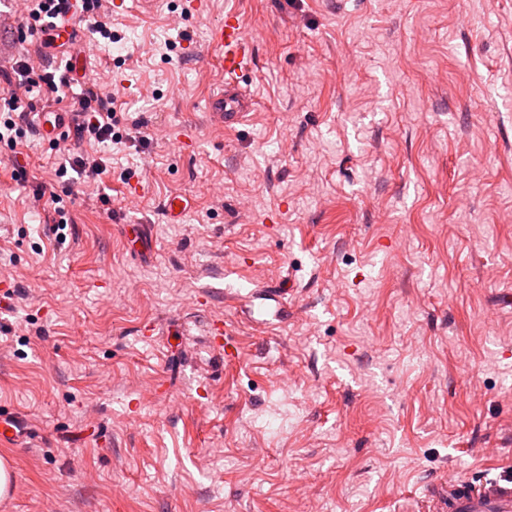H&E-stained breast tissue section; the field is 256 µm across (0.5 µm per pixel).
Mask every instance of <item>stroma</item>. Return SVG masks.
I'll return each instance as SVG.
<instances>
[{"label": "stroma", "mask_w": 512, "mask_h": 512, "mask_svg": "<svg viewBox=\"0 0 512 512\" xmlns=\"http://www.w3.org/2000/svg\"><path fill=\"white\" fill-rule=\"evenodd\" d=\"M228 11L256 56L229 132L205 112ZM112 28L0 31L1 68L76 60L50 107L93 83L147 136L67 139L100 181L36 130L0 143V512H422L448 474L512 472V0H169ZM190 207L188 199L180 194H171L164 203V215L170 224H181Z\"/></svg>", "instance_id": "35a3bbf8"}]
</instances>
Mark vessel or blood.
<instances>
[{
	"label": "vessel or blood",
	"mask_w": 512,
	"mask_h": 512,
	"mask_svg": "<svg viewBox=\"0 0 512 512\" xmlns=\"http://www.w3.org/2000/svg\"><path fill=\"white\" fill-rule=\"evenodd\" d=\"M166 0H113V16L134 10L151 15ZM213 47L224 71L223 88L209 96L206 108L211 122L232 130L241 125L253 107L250 97L240 86V78L253 66L251 41L237 12L225 13L216 28ZM72 126L70 113L46 110L38 115L37 133L46 143L60 140ZM190 207L188 199L171 194L164 203V215L171 224L182 223ZM426 512H512V475L503 474L484 480L452 479L444 501H430Z\"/></svg>",
	"instance_id": "vessel-or-blood-1"
}]
</instances>
